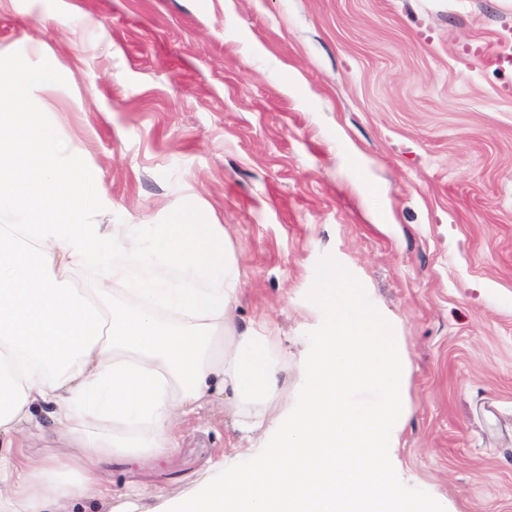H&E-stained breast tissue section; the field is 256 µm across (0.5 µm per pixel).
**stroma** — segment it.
Here are the masks:
<instances>
[{
  "instance_id": "1",
  "label": "stroma",
  "mask_w": 512,
  "mask_h": 512,
  "mask_svg": "<svg viewBox=\"0 0 512 512\" xmlns=\"http://www.w3.org/2000/svg\"><path fill=\"white\" fill-rule=\"evenodd\" d=\"M512 0H0V49L50 83L30 108L104 187L107 224L185 207L235 251L237 322L289 353L349 275L396 318L413 417L405 494L512 512ZM234 432L108 481L187 491Z\"/></svg>"
}]
</instances>
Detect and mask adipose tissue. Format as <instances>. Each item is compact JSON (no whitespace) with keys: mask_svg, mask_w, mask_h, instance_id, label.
Wrapping results in <instances>:
<instances>
[{"mask_svg":"<svg viewBox=\"0 0 512 512\" xmlns=\"http://www.w3.org/2000/svg\"><path fill=\"white\" fill-rule=\"evenodd\" d=\"M48 80L25 57L0 63V512H446L402 491L399 326L322 272V333L289 387L278 338L235 325L223 225L190 208L96 220L82 156L27 108ZM214 401L241 441L187 492L104 481L108 461L179 452L181 421ZM48 432L69 454L18 452Z\"/></svg>","mask_w":512,"mask_h":512,"instance_id":"adipose-tissue-1","label":"adipose tissue"}]
</instances>
